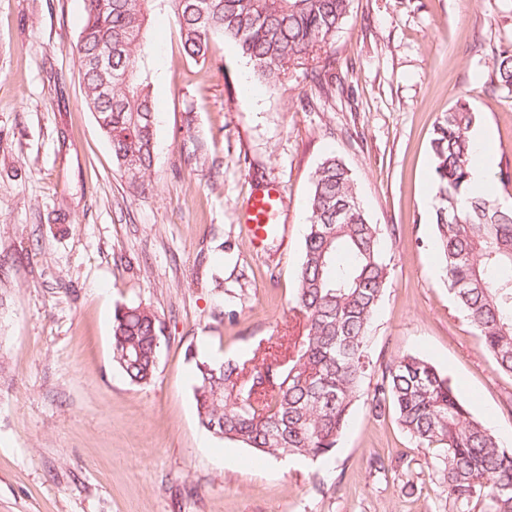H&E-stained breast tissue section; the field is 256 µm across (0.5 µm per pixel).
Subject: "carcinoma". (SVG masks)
<instances>
[{
    "label": "carcinoma",
    "mask_w": 512,
    "mask_h": 512,
    "mask_svg": "<svg viewBox=\"0 0 512 512\" xmlns=\"http://www.w3.org/2000/svg\"><path fill=\"white\" fill-rule=\"evenodd\" d=\"M352 0H85L73 53L84 101L133 187L150 180L156 151L148 30L156 11L171 12L185 54L206 60L216 38L232 42L253 75L270 88L317 58L340 29ZM112 48V68L95 59ZM492 80L512 86V50L493 57ZM111 98L101 99L100 89ZM479 114L458 99L434 125L429 205L448 290L468 316L496 370L512 376V203L468 192ZM383 229L372 224L356 180L337 156L317 168L311 186L299 286L292 310L306 335L275 348L241 380L247 361L195 360L193 398L200 424L216 437L273 458L331 456L370 376L371 325L390 279ZM165 340L146 305L115 309L112 361L137 384L155 376ZM367 405L393 415L418 447L432 451L457 512H512V448L477 420L448 377L407 354L385 368Z\"/></svg>",
    "instance_id": "obj_1"
}]
</instances>
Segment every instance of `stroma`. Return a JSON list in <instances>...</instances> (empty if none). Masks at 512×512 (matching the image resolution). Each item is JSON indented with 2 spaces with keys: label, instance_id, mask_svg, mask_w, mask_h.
I'll return each mask as SVG.
<instances>
[{
  "label": "stroma",
  "instance_id": "1",
  "mask_svg": "<svg viewBox=\"0 0 512 512\" xmlns=\"http://www.w3.org/2000/svg\"><path fill=\"white\" fill-rule=\"evenodd\" d=\"M83 21V0H0V512H452L427 449L361 404L325 462L217 438L192 356L304 335L291 306L308 197L335 154L386 231L373 360L427 358L476 419L512 431V376L449 294L425 212L433 126L458 98L512 169V88L491 79L512 0H352L321 58L256 101L232 43L192 60L154 14L157 149L137 190L84 103ZM325 67L329 92L309 77ZM266 189L280 228L254 241L243 208ZM133 303L165 326L146 385L112 361L113 313Z\"/></svg>",
  "mask_w": 512,
  "mask_h": 512
}]
</instances>
